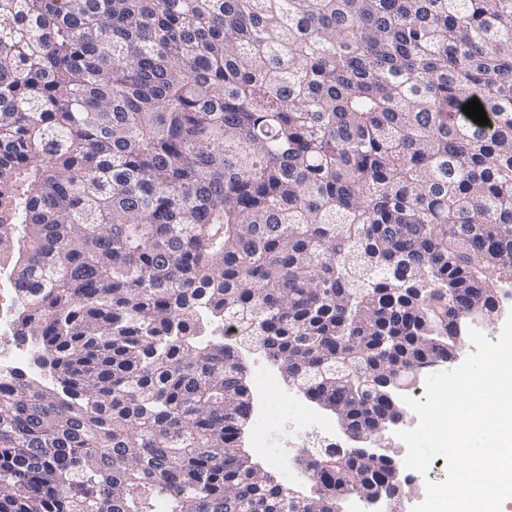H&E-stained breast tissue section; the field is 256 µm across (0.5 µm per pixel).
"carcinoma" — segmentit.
Segmentation results:
<instances>
[{"mask_svg": "<svg viewBox=\"0 0 512 512\" xmlns=\"http://www.w3.org/2000/svg\"><path fill=\"white\" fill-rule=\"evenodd\" d=\"M482 104L489 125L462 107ZM0 512H336L241 448L233 320L347 433L512 296V0H0Z\"/></svg>", "mask_w": 512, "mask_h": 512, "instance_id": "1", "label": "carcinoma"}]
</instances>
